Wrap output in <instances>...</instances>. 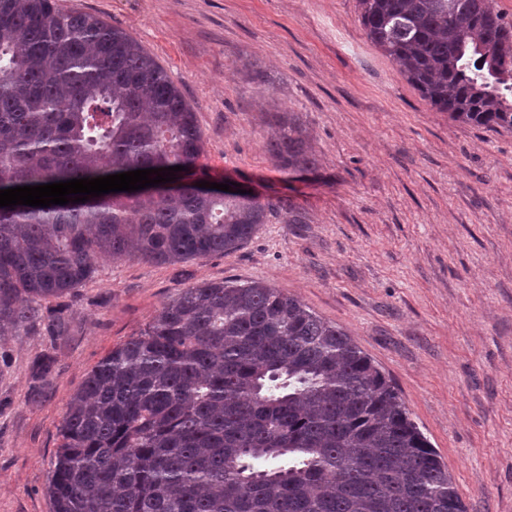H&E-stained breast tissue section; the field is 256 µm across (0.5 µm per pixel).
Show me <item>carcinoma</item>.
Returning <instances> with one entry per match:
<instances>
[{
    "instance_id": "carcinoma-1",
    "label": "carcinoma",
    "mask_w": 512,
    "mask_h": 512,
    "mask_svg": "<svg viewBox=\"0 0 512 512\" xmlns=\"http://www.w3.org/2000/svg\"><path fill=\"white\" fill-rule=\"evenodd\" d=\"M368 39L457 122L512 129V24L492 0H359ZM267 151L317 159L281 116ZM192 107L135 38L54 0H0V189L177 165L175 180L0 207V339L59 336L99 260L224 255L291 204L199 188ZM53 512H466L395 388L341 327L261 282L181 289L66 404Z\"/></svg>"
}]
</instances>
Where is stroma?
<instances>
[{"label": "stroma", "mask_w": 512, "mask_h": 512, "mask_svg": "<svg viewBox=\"0 0 512 512\" xmlns=\"http://www.w3.org/2000/svg\"><path fill=\"white\" fill-rule=\"evenodd\" d=\"M138 40L193 108L198 174L305 211L235 251L100 262L69 330L0 341V512H53L65 405L179 289L258 281L347 331L399 391L467 512H512V130L453 121L367 37L358 0H55ZM271 76L252 81L244 62ZM294 111L318 159L266 150ZM47 376H39L42 362Z\"/></svg>", "instance_id": "1"}]
</instances>
